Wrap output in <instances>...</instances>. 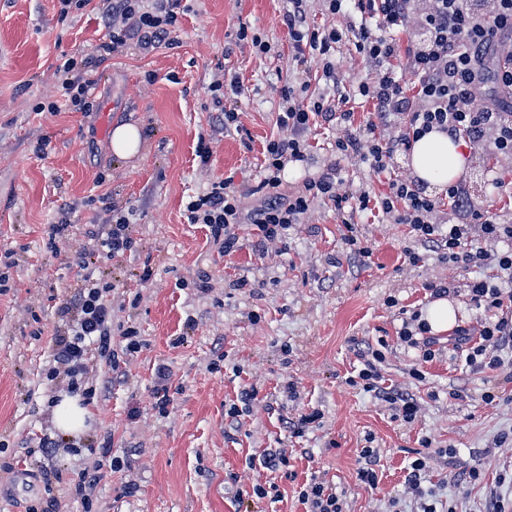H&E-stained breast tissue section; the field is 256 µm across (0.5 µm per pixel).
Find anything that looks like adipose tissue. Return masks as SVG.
<instances>
[{
	"mask_svg": "<svg viewBox=\"0 0 512 512\" xmlns=\"http://www.w3.org/2000/svg\"><path fill=\"white\" fill-rule=\"evenodd\" d=\"M410 163L419 181L443 188L461 174L466 157L462 142L434 130L412 142Z\"/></svg>",
	"mask_w": 512,
	"mask_h": 512,
	"instance_id": "ef3b65f1",
	"label": "adipose tissue"
}]
</instances>
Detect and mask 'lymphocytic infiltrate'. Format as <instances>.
<instances>
[{
  "label": "lymphocytic infiltrate",
  "instance_id": "obj_1",
  "mask_svg": "<svg viewBox=\"0 0 512 512\" xmlns=\"http://www.w3.org/2000/svg\"><path fill=\"white\" fill-rule=\"evenodd\" d=\"M283 23L297 67L318 61L324 91H313L309 81L281 90L282 110L276 125L278 136L264 148V176L256 188L239 189L229 182L211 183L203 194L186 204L188 223L209 227L220 251L231 254L238 239L235 228L250 224L258 231V250L281 241L289 226L301 223L312 203L332 201L337 214L378 211L395 223L409 225L413 237L435 243L443 259L465 267L493 266L494 277L469 282L468 292L475 308L497 312L480 327H457L452 349L465 355L477 370H512L501 350L512 338V318L502 311L512 308V225L483 210L475 203L464 183L447 191L450 213L436 219L437 201L424 195L412 178L390 180L387 193L373 196L353 193L343 187L338 171L306 181L301 193H281L280 173L287 164L308 157L305 138L315 119L335 121L341 129L336 150L345 156L369 161L374 171L384 172L393 157L408 151L414 138L439 130L461 137L498 159L512 161V104L501 98L480 105L487 90L512 89V0H356L361 21L347 30L314 27L306 22L305 0H284ZM186 7L183 0H108L104 9L107 33L91 57L66 56L54 70L53 94L38 102L35 113L61 110L93 112L92 90L97 83L96 63L137 40L145 49L175 45V35ZM408 31L414 39L407 51H400L398 33ZM352 34L354 46L374 66L372 76L358 80L353 93L374 106L375 116L354 126L353 111L340 107L338 99L327 96V88H339L344 77L333 55L345 34ZM406 55V66L415 78V94H408L394 64ZM262 193V204L245 208L244 201ZM109 223L90 229L92 253L112 261L134 247L131 221L122 207L107 204ZM504 243L505 248L489 253L485 242ZM113 283L88 272L82 275L78 296L60 305L58 314L66 330L56 335L53 365L47 376L64 379L69 394L91 403L96 387L85 384L95 357L120 369L112 344ZM386 359L382 350H371L358 374L348 383L389 402L405 422H413L418 405L413 398L386 387L379 370Z\"/></svg>",
  "mask_w": 512,
  "mask_h": 512
}]
</instances>
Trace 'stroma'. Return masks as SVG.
Listing matches in <instances>:
<instances>
[{
    "label": "stroma",
    "mask_w": 512,
    "mask_h": 512,
    "mask_svg": "<svg viewBox=\"0 0 512 512\" xmlns=\"http://www.w3.org/2000/svg\"><path fill=\"white\" fill-rule=\"evenodd\" d=\"M102 8L95 0L62 21L58 0H0V251H13L15 260L11 288L0 294V459L27 465L22 474L0 472V512H27L52 498L60 512H303L299 493L313 478L335 486L343 512H416L405 477L424 437L432 442L427 485L456 512H491L495 502L512 501V377L476 372L445 350L423 362L398 338L404 312L427 311L429 284L450 278L457 325L480 322L484 313L470 306L467 284L492 267L449 270L435 244L368 212L353 215L361 244L372 251L360 256L345 244L328 200L315 201L304 222L262 255L251 225L238 228L237 249L225 256L205 225L187 221L190 195L210 183L228 178L242 189L261 178L262 147L277 133L279 90L301 79L282 0H192L178 47L145 51L133 42L99 65L91 115L35 114L61 56L94 54L105 34ZM242 26L271 52L238 40ZM336 63L347 79L340 91L363 123L373 106L352 97L350 81L371 66L350 37L337 44ZM222 67L246 88L239 132L225 130L207 92ZM106 116L140 129L137 153L114 155L101 129ZM338 133L332 121L312 126L311 158L287 166L283 194L302 191L333 165L346 187L376 195L386 193L390 175H411L402 152L388 174L359 157H337ZM202 139L212 148L204 167L196 155ZM466 153L462 176L482 186L476 200L512 223V196L491 184L512 182V165L473 144ZM93 191L132 211L136 249L104 271L116 286L112 322L135 325L141 347L125 355L122 377L96 359L85 381L106 391L89 404L87 428L73 438L79 453L59 448L46 456L36 439L58 435L47 401L60 386L46 378L52 340L65 328L57 308L78 292L89 226L109 219L102 204H88ZM64 214L71 224L50 249L46 231ZM410 250L419 262L408 260ZM146 266L153 275L143 283L136 275ZM202 272L205 293L192 286ZM391 298L396 306H388ZM381 342L382 375L419 404L414 423L347 382L361 369L362 353ZM161 364L170 370L164 414L153 399ZM414 368L424 380L412 378ZM290 383L291 398L284 392ZM251 387L258 395L231 430L226 411ZM488 390L497 396L490 405L482 400ZM314 411V427L291 436L287 422ZM91 440L110 443V455L85 450ZM367 445L380 456L374 489L358 477ZM279 448L288 470L273 475L258 460ZM442 448L450 456H439ZM115 456L125 462L118 472L110 468ZM475 465L481 475L473 480ZM50 470L62 471L63 482L46 483ZM84 471L99 476L88 510L68 492V477ZM270 480L279 500L238 501L237 490Z\"/></svg>",
    "instance_id": "1"
}]
</instances>
